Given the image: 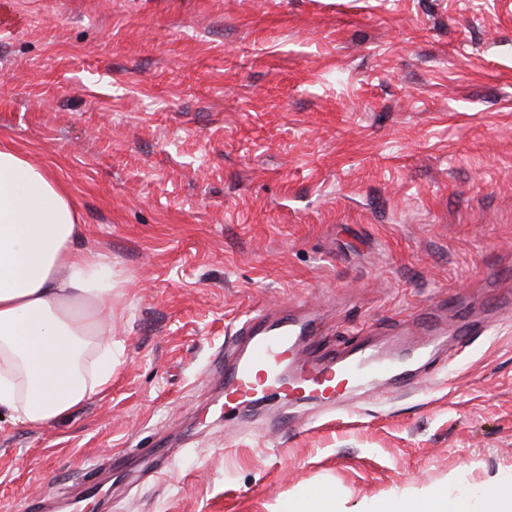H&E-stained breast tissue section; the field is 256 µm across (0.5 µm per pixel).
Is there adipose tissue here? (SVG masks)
Segmentation results:
<instances>
[{
    "label": "adipose tissue",
    "instance_id": "obj_1",
    "mask_svg": "<svg viewBox=\"0 0 512 512\" xmlns=\"http://www.w3.org/2000/svg\"><path fill=\"white\" fill-rule=\"evenodd\" d=\"M83 236L58 175L0 147V411L13 424H56L112 385V297L122 282ZM454 486L403 498L402 512H512L510 480L477 495Z\"/></svg>",
    "mask_w": 512,
    "mask_h": 512
}]
</instances>
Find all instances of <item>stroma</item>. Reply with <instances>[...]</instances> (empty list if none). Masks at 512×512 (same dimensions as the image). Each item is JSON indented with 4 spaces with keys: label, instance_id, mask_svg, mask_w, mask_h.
Returning a JSON list of instances; mask_svg holds the SVG:
<instances>
[{
    "label": "stroma",
    "instance_id": "obj_1",
    "mask_svg": "<svg viewBox=\"0 0 512 512\" xmlns=\"http://www.w3.org/2000/svg\"><path fill=\"white\" fill-rule=\"evenodd\" d=\"M0 145L56 169L129 283L103 398L0 414V512H343L512 473V0H0ZM304 305L316 352L446 322L420 388L251 408L239 320ZM491 318L460 341L463 322ZM163 449V475L145 453ZM336 502V494L324 488L315 492L304 490L289 504L285 511L289 512H343Z\"/></svg>",
    "mask_w": 512,
    "mask_h": 512
}]
</instances>
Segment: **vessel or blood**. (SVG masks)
Returning a JSON list of instances; mask_svg holds the SVG:
<instances>
[{"instance_id":"vessel-or-blood-1","label":"vessel or blood","mask_w":512,"mask_h":512,"mask_svg":"<svg viewBox=\"0 0 512 512\" xmlns=\"http://www.w3.org/2000/svg\"><path fill=\"white\" fill-rule=\"evenodd\" d=\"M316 330V320L309 316L275 318L259 313L243 319L235 331L242 349L224 367L225 419H234L239 408L258 396L285 401L301 396L333 404L367 379L379 380L395 372V364L363 344L312 361L298 360V342Z\"/></svg>"}]
</instances>
